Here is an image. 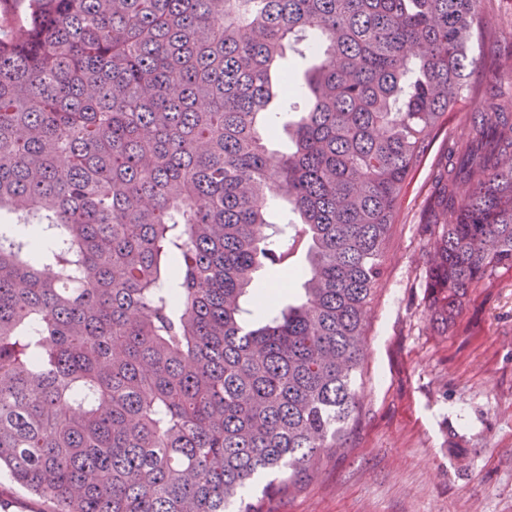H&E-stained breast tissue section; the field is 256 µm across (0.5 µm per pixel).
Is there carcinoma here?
Masks as SVG:
<instances>
[{"label": "carcinoma", "instance_id": "carcinoma-1", "mask_svg": "<svg viewBox=\"0 0 512 512\" xmlns=\"http://www.w3.org/2000/svg\"><path fill=\"white\" fill-rule=\"evenodd\" d=\"M479 7L0 0V214L49 241L0 226V470L51 512H264L343 450L383 244L472 91ZM306 32L318 63L272 80ZM487 62L429 198L446 330L512 269V69ZM279 95L304 102L286 153ZM264 265L300 291L258 312Z\"/></svg>", "mask_w": 512, "mask_h": 512}]
</instances>
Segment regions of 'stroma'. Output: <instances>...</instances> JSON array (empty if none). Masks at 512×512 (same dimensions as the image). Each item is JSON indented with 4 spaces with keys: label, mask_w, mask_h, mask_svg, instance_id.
<instances>
[{
    "label": "stroma",
    "mask_w": 512,
    "mask_h": 512,
    "mask_svg": "<svg viewBox=\"0 0 512 512\" xmlns=\"http://www.w3.org/2000/svg\"><path fill=\"white\" fill-rule=\"evenodd\" d=\"M460 128L433 139L383 247L345 450L271 512H512V270L448 333L429 309L427 195Z\"/></svg>",
    "instance_id": "obj_1"
}]
</instances>
